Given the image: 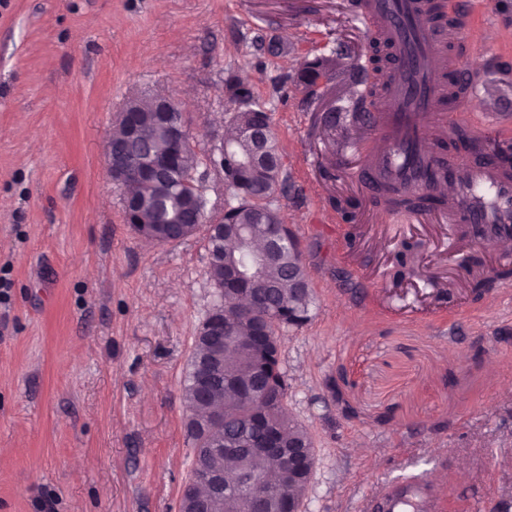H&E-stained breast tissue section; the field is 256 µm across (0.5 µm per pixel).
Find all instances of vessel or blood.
Listing matches in <instances>:
<instances>
[{
	"label": "vessel or blood",
	"mask_w": 512,
	"mask_h": 512,
	"mask_svg": "<svg viewBox=\"0 0 512 512\" xmlns=\"http://www.w3.org/2000/svg\"><path fill=\"white\" fill-rule=\"evenodd\" d=\"M433 9V0H358L352 8L400 58L370 107L372 124L359 145L364 165L354 177L377 191L387 184L406 189L409 217L442 216L448 251L459 261L465 252L512 243V171L494 158L461 154L451 163L428 147L448 141L463 125L478 138L504 123L490 108L481 124L469 125L464 99L453 90L464 83L474 95L480 85L463 78L460 27L426 22ZM368 505L373 512H436L438 500L427 479L414 477L386 484Z\"/></svg>",
	"instance_id": "vessel-or-blood-1"
}]
</instances>
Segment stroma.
Returning <instances> with one entry per match:
<instances>
[{
	"label": "stroma",
	"mask_w": 512,
	"mask_h": 512,
	"mask_svg": "<svg viewBox=\"0 0 512 512\" xmlns=\"http://www.w3.org/2000/svg\"><path fill=\"white\" fill-rule=\"evenodd\" d=\"M351 0H0V512H178L192 446L183 380L215 300L204 231L159 244L125 221L104 149L126 100L180 103L207 213L235 110H268L284 182L273 206L314 302L279 331L287 408L314 442L302 512H365L419 474L440 512L512 502V279L475 297L445 225L392 222L350 173L363 130L341 72L303 92L305 62L375 53ZM464 0L471 120L512 117V16Z\"/></svg>",
	"instance_id": "obj_1"
}]
</instances>
